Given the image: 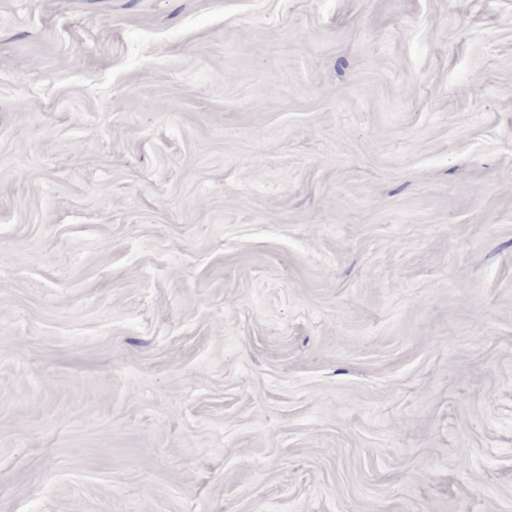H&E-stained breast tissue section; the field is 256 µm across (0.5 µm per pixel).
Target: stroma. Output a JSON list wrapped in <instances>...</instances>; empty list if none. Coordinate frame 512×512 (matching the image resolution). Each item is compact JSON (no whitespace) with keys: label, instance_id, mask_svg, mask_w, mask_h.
Masks as SVG:
<instances>
[{"label":"stroma","instance_id":"stroma-1","mask_svg":"<svg viewBox=\"0 0 512 512\" xmlns=\"http://www.w3.org/2000/svg\"><path fill=\"white\" fill-rule=\"evenodd\" d=\"M0 512H512V0H0Z\"/></svg>","mask_w":512,"mask_h":512}]
</instances>
